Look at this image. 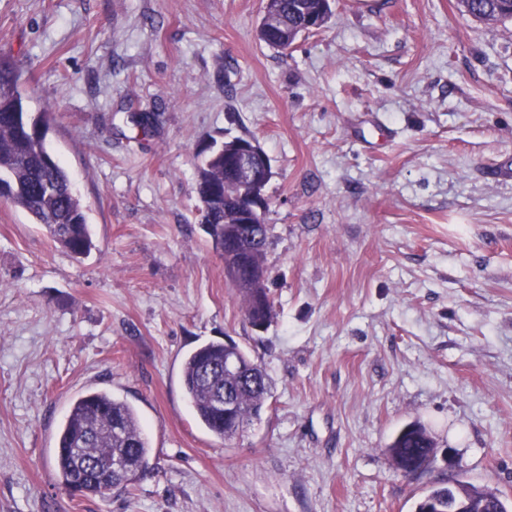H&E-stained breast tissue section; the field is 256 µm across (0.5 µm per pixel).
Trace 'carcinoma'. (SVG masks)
<instances>
[{"instance_id":"obj_1","label":"carcinoma","mask_w":512,"mask_h":512,"mask_svg":"<svg viewBox=\"0 0 512 512\" xmlns=\"http://www.w3.org/2000/svg\"><path fill=\"white\" fill-rule=\"evenodd\" d=\"M460 11L485 24L512 19L507 0H458ZM263 14L267 26H258L261 42L276 48L291 47L299 32L326 26L332 14L330 0H266ZM45 121H30L24 108L22 73L11 58L0 52V198L22 208L36 223L46 227L51 239L75 256L86 254L92 239L80 199L70 190V180L50 158L44 138ZM196 194L202 204L201 223L214 248L233 264L238 253L224 248V230L238 222L235 210L241 188L224 168L222 146H209L197 168ZM245 318L267 321L274 304L267 281L232 282ZM238 367H226L229 359ZM186 396L200 424L221 440L233 439L245 425L260 417L270 392L269 377L262 363L234 344L209 342L189 353L182 368ZM231 399L233 408L222 401ZM435 441L418 423L401 429L387 448L395 469L407 470L428 456ZM126 465L113 474L110 490H129L150 469V445L137 412L128 403L105 391H92L75 398L57 436L56 474L71 490L78 485L83 496H103L98 471L112 460ZM459 495L471 502L500 494L490 488L460 485ZM448 508V488H430L415 512H443Z\"/></svg>"}]
</instances>
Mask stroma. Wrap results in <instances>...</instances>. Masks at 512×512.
Here are the masks:
<instances>
[{"label": "stroma", "instance_id": "stroma-1", "mask_svg": "<svg viewBox=\"0 0 512 512\" xmlns=\"http://www.w3.org/2000/svg\"><path fill=\"white\" fill-rule=\"evenodd\" d=\"M265 0H0V52L51 112L92 237L76 257L0 200V512H414L448 478L512 503V20L457 0H334L288 50ZM157 115L150 136L134 117ZM267 154L275 315L244 319L200 222L198 152ZM231 339L272 396L222 441L182 384ZM138 412L151 469L128 491L56 482L70 401ZM418 422L454 467L397 471Z\"/></svg>", "mask_w": 512, "mask_h": 512}]
</instances>
